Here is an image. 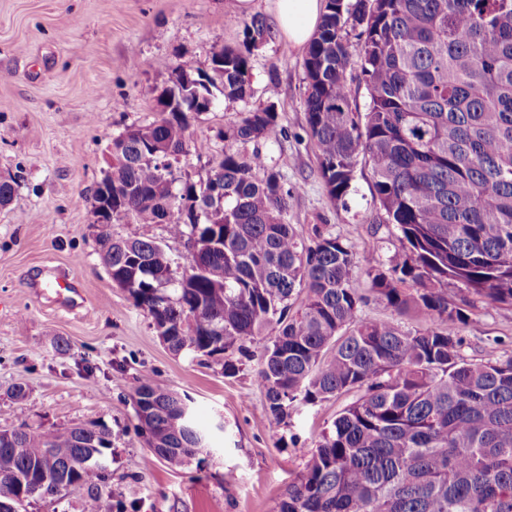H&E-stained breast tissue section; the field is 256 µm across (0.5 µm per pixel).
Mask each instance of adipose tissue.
<instances>
[{"label": "adipose tissue", "instance_id": "1", "mask_svg": "<svg viewBox=\"0 0 512 512\" xmlns=\"http://www.w3.org/2000/svg\"><path fill=\"white\" fill-rule=\"evenodd\" d=\"M270 9L278 39L300 53L319 29L324 4L322 0H270Z\"/></svg>", "mask_w": 512, "mask_h": 512}]
</instances>
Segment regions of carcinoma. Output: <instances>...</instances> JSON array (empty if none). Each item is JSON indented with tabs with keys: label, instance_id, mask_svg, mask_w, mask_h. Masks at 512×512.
Listing matches in <instances>:
<instances>
[{
	"label": "carcinoma",
	"instance_id": "carcinoma-1",
	"mask_svg": "<svg viewBox=\"0 0 512 512\" xmlns=\"http://www.w3.org/2000/svg\"><path fill=\"white\" fill-rule=\"evenodd\" d=\"M361 27L358 57L367 104L347 78V23ZM224 63L199 73L202 92L248 102L252 50L271 36L260 16ZM307 133L330 200L345 203L364 162L373 198L400 233L403 252L384 270L367 263L371 298L427 327L360 316L355 254L314 229L307 245L288 223L284 176L249 142L282 134L274 104L241 113L224 132L208 186L223 207L171 185L170 155L190 143L195 93L177 94L161 118L112 140L102 181L112 211L165 224L186 240L188 270L152 238H115L92 225L112 282L167 337L168 349L237 367L230 355L268 336L257 386L265 415L284 422L302 406L351 397L323 431L278 512H512V358L471 362L461 354L463 309L448 284L489 306L512 307V0H326L304 61ZM133 392L154 408V454L181 467L211 437L182 419L183 398L148 373ZM105 426L12 429L0 443V496L13 512L36 501L92 496L108 512Z\"/></svg>",
	"mask_w": 512,
	"mask_h": 512
}]
</instances>
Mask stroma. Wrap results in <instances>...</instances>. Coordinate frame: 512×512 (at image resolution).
Returning a JSON list of instances; mask_svg holds the SVG:
<instances>
[{
    "label": "stroma",
    "instance_id": "1",
    "mask_svg": "<svg viewBox=\"0 0 512 512\" xmlns=\"http://www.w3.org/2000/svg\"><path fill=\"white\" fill-rule=\"evenodd\" d=\"M228 0H0V173L15 181L11 202L0 206V429L27 425L62 429L107 425L113 500L127 512H277L278 504L329 427L343 400L265 418L255 383L266 336L255 337L239 371L189 352H171L152 320L128 291L113 284L102 260L88 200L104 176L105 157L127 127L159 119V91L175 68L208 69L212 55L241 44L242 27L229 24ZM304 55L276 38L250 56V102L220 100L193 121L190 139L210 150L183 153L178 175L205 178L221 154V131L234 126L246 105L274 102L284 130L266 152L293 192L288 221L305 242L312 228L351 245L357 262L391 267L399 234L385 224L358 167L346 205L332 203L307 134ZM117 238L152 237L178 263L184 240L165 225L113 220ZM69 274L85 307L70 313L52 293L36 294L47 270ZM470 323L461 331L470 361L512 356V307L471 297ZM67 342V349L56 346ZM193 402L197 421H225L231 435L214 432L216 458L168 466L146 443L135 415L132 386L140 373ZM24 386L26 399L12 397Z\"/></svg>",
    "mask_w": 512,
    "mask_h": 512
}]
</instances>
